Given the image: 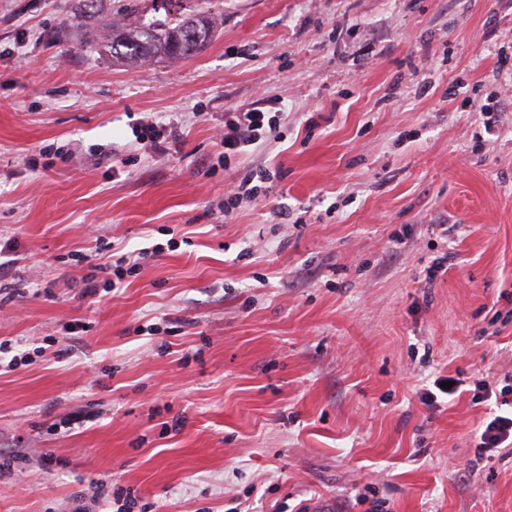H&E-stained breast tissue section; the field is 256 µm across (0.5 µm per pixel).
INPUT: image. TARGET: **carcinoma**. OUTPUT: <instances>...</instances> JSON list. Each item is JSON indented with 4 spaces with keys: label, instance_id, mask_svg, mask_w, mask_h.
I'll list each match as a JSON object with an SVG mask.
<instances>
[{
    "label": "carcinoma",
    "instance_id": "cac0c4a2",
    "mask_svg": "<svg viewBox=\"0 0 512 512\" xmlns=\"http://www.w3.org/2000/svg\"><path fill=\"white\" fill-rule=\"evenodd\" d=\"M217 29L208 9L191 14L166 13L163 21L127 20L102 38L112 57L123 64L180 59L210 42Z\"/></svg>",
    "mask_w": 512,
    "mask_h": 512
}]
</instances>
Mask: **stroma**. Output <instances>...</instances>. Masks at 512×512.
<instances>
[{
  "instance_id": "1",
  "label": "stroma",
  "mask_w": 512,
  "mask_h": 512,
  "mask_svg": "<svg viewBox=\"0 0 512 512\" xmlns=\"http://www.w3.org/2000/svg\"><path fill=\"white\" fill-rule=\"evenodd\" d=\"M72 4L0 0V512H512V0H212L136 66ZM101 244L161 252L85 299ZM279 112H264L257 107H248L224 116V133L220 145L224 147V158L247 153L262 139L266 125L270 128ZM273 114V115H272ZM509 393L510 388L503 387L500 390V395L503 397L500 406H510V412L496 414L485 422L475 446L478 456L492 452L494 449L512 447V399L511 401L505 399Z\"/></svg>"
}]
</instances>
